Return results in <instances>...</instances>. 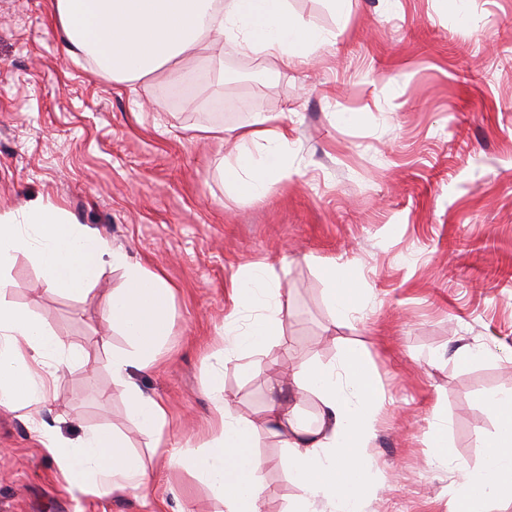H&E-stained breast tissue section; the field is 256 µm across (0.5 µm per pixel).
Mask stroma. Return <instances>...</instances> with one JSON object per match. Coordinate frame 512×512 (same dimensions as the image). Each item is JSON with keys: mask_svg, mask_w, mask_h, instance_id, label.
Instances as JSON below:
<instances>
[{"mask_svg": "<svg viewBox=\"0 0 512 512\" xmlns=\"http://www.w3.org/2000/svg\"><path fill=\"white\" fill-rule=\"evenodd\" d=\"M322 34L304 65L224 47V85L196 57L156 79L117 83L69 55L53 0H0V213L51 202L174 289L159 359L131 369L168 408V443L211 437L212 370L252 418L277 398L289 367L338 363L362 348L384 399L369 445L379 490L365 512H448L464 473L482 468L496 422L482 394L512 389V0H288ZM189 90L170 107L165 90ZM282 115L295 169L262 201L232 197L218 171L253 113ZM223 129L220 137L206 128ZM273 263L282 336L262 354L224 362L231 282ZM346 266L363 296L334 319L324 271ZM6 298L43 317L89 362L59 372L40 422L64 439L87 427L148 438L112 386L103 314L123 273L73 299L45 291L25 255ZM472 359L459 357V350ZM448 422V465L427 438ZM0 406V512H224L186 470L152 457L148 496L71 491L37 432ZM265 512L302 494L277 437L260 431Z\"/></svg>", "mask_w": 512, "mask_h": 512, "instance_id": "obj_1", "label": "stroma"}]
</instances>
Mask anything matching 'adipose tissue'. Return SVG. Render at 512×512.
<instances>
[{"label":"adipose tissue","instance_id":"ef3b65f1","mask_svg":"<svg viewBox=\"0 0 512 512\" xmlns=\"http://www.w3.org/2000/svg\"><path fill=\"white\" fill-rule=\"evenodd\" d=\"M54 6L69 54L90 60L116 82L143 80L191 53L223 58L228 43L288 66L301 45L320 40L315 28L290 12L288 0H55ZM291 174L287 124L281 115L254 113L224 161L227 190L257 201ZM19 254L35 265L45 290L74 298L92 291L105 267L123 270V285L113 290L104 319L126 344L114 349L109 337L99 339L112 350V384L121 390L129 417L150 437L152 453H168L172 466L202 480L224 512H264L262 479L268 462L256 452L263 429L287 449L288 474L303 490L287 512H363L376 491L367 448L383 408L363 350L347 347L336 368L312 365L293 371V392L309 391L319 400L313 426L298 406L286 403L267 405L256 420L237 415L224 394L222 374L212 373L213 438L168 452L167 406L145 395L128 370L156 361L171 332L174 291L160 273L112 249L98 232L50 202L17 214L0 213V405L35 417L48 400L41 368L89 360L85 348L65 345L42 317L6 301V272ZM279 294L272 265H251L235 275L234 311L247 313L248 321L225 326L224 359L266 351L276 341L282 326ZM481 404L495 416L497 430L481 471L468 476L449 512H483L501 477L512 476V390L487 394ZM46 449L70 488L98 497L149 491L150 468L119 431L89 427L73 443L48 439Z\"/></svg>","mask_w":512,"mask_h":512}]
</instances>
